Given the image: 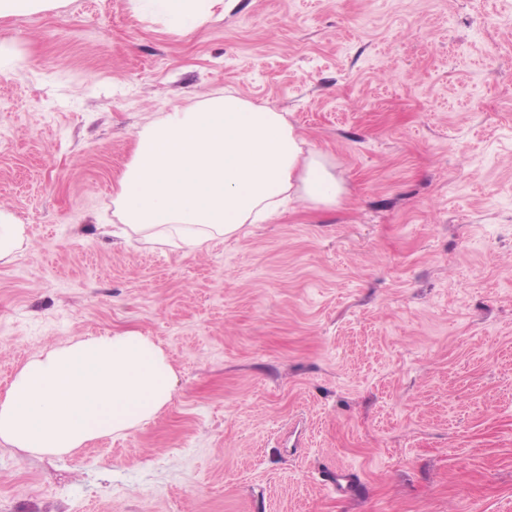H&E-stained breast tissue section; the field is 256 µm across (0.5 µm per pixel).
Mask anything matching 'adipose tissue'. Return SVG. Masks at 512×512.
I'll use <instances>...</instances> for the list:
<instances>
[{
	"label": "adipose tissue",
	"instance_id": "1",
	"mask_svg": "<svg viewBox=\"0 0 512 512\" xmlns=\"http://www.w3.org/2000/svg\"><path fill=\"white\" fill-rule=\"evenodd\" d=\"M185 29L224 0H130ZM120 221L144 241L187 252L277 217L299 198L330 207L344 182L279 112L237 95L174 107L136 135L115 186ZM164 350L136 330L86 336L30 357L0 393V442L69 455L153 420L173 400Z\"/></svg>",
	"mask_w": 512,
	"mask_h": 512
}]
</instances>
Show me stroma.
Listing matches in <instances>:
<instances>
[{
  "mask_svg": "<svg viewBox=\"0 0 512 512\" xmlns=\"http://www.w3.org/2000/svg\"><path fill=\"white\" fill-rule=\"evenodd\" d=\"M345 183L191 254L101 235L135 135L219 89ZM0 391L134 329L176 373L80 452L0 442V512H512V0H129L0 20ZM354 474L355 495L325 485ZM130 3L134 12L157 17L179 29L224 18V0H130ZM217 6L221 8L216 15ZM25 241L24 225L15 224L11 215L0 211V261L9 260Z\"/></svg>",
  "mask_w": 512,
  "mask_h": 512,
  "instance_id": "35a3bbf8",
  "label": "stroma"
}]
</instances>
